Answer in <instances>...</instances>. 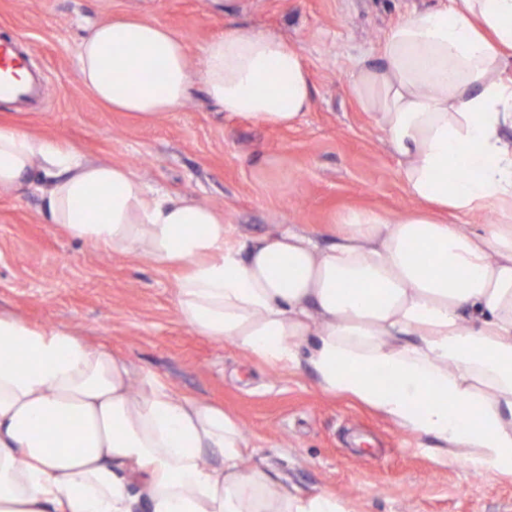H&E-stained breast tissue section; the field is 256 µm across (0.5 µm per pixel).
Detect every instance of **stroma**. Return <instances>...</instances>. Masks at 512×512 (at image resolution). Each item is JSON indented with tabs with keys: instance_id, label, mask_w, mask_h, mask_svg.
I'll return each mask as SVG.
<instances>
[{
	"instance_id": "stroma-1",
	"label": "stroma",
	"mask_w": 512,
	"mask_h": 512,
	"mask_svg": "<svg viewBox=\"0 0 512 512\" xmlns=\"http://www.w3.org/2000/svg\"><path fill=\"white\" fill-rule=\"evenodd\" d=\"M439 0H0V38L21 47L46 81L30 107L0 100V126L128 166L148 187L223 212L229 243L248 250L276 225L324 246L352 209H414L399 166L349 84L360 61L412 9ZM136 13L176 34L192 69L227 29L277 35L302 54L312 102L288 129L225 119L194 88L176 111L141 120L82 87L77 47L92 25ZM181 271L80 240L48 223L33 188L0 194V314L68 330L153 371L176 394L223 404L248 446L244 465L278 472L288 489L330 492L351 512H512V477L474 471L426 436L342 396L306 367L273 368L233 341L184 324Z\"/></svg>"
}]
</instances>
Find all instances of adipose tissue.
<instances>
[{
	"label": "adipose tissue",
	"instance_id": "1",
	"mask_svg": "<svg viewBox=\"0 0 512 512\" xmlns=\"http://www.w3.org/2000/svg\"><path fill=\"white\" fill-rule=\"evenodd\" d=\"M363 58L351 90L384 133L418 209L351 210L336 241L277 228L228 246L213 208L153 194L126 166L0 128V193L37 187L49 223L112 251L178 266L176 305L198 335L268 365H307L347 395L475 468L512 476V0L414 11ZM79 79L148 120L201 84L225 116L290 128L310 108L301 53L234 29L192 73L182 40L131 15L95 24ZM163 77L153 80L151 65ZM494 209L482 231L447 214ZM77 414L81 432L54 429ZM238 420L69 331L0 314V512H348L244 467Z\"/></svg>",
	"mask_w": 512,
	"mask_h": 512
}]
</instances>
